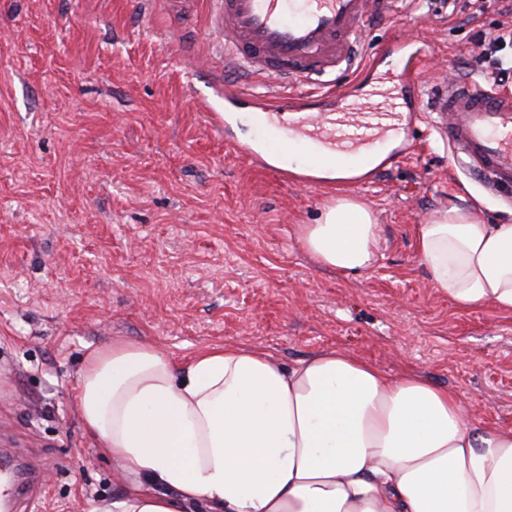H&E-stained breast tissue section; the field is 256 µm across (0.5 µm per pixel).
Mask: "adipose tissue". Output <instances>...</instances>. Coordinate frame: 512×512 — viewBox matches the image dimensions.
<instances>
[{"mask_svg": "<svg viewBox=\"0 0 512 512\" xmlns=\"http://www.w3.org/2000/svg\"><path fill=\"white\" fill-rule=\"evenodd\" d=\"M378 226L339 197L297 227L319 265L370 269ZM433 288L512 314V224L435 213L416 233ZM83 422L129 488L101 512H512V428L470 423L458 393L325 349L294 364L247 345L175 362L122 336L89 351Z\"/></svg>", "mask_w": 512, "mask_h": 512, "instance_id": "obj_1", "label": "adipose tissue"}]
</instances>
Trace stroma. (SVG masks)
<instances>
[{
    "label": "stroma",
    "instance_id": "1",
    "mask_svg": "<svg viewBox=\"0 0 512 512\" xmlns=\"http://www.w3.org/2000/svg\"><path fill=\"white\" fill-rule=\"evenodd\" d=\"M450 0H404L364 35L425 55L417 94L451 71L487 81L474 37L503 22ZM210 0H0V428L40 465L23 512H97L124 490L77 405L89 350L124 336L177 360L244 344L290 365L348 350L461 395L472 421L512 428V314L432 288L415 230L436 211L512 223L426 122L374 183L304 188L227 155L224 51ZM339 196L368 205L378 258L345 274L301 249Z\"/></svg>",
    "mask_w": 512,
    "mask_h": 512
}]
</instances>
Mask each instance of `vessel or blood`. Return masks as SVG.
Wrapping results in <instances>:
<instances>
[{
  "instance_id": "b4317fda",
  "label": "vessel or blood",
  "mask_w": 512,
  "mask_h": 512,
  "mask_svg": "<svg viewBox=\"0 0 512 512\" xmlns=\"http://www.w3.org/2000/svg\"><path fill=\"white\" fill-rule=\"evenodd\" d=\"M399 0H213L209 27L224 47V64L236 78L264 84L261 93L224 95L226 152L247 159L284 182L300 181L289 157L306 163L335 157L363 162L376 146L388 145L386 164L407 154L411 123L419 117L416 82L411 76L418 52L408 39L396 38L388 55L397 59L390 77L372 76L363 63L362 35L377 21L399 14ZM370 78L357 91L341 85L343 74ZM337 78L335 89L298 94L297 84L315 77ZM265 118L256 142L231 133L242 110ZM427 109L433 127L457 163L489 188H512V98L494 86L470 80H442ZM27 489L40 484L39 473L0 465V503L9 504L15 482Z\"/></svg>"
}]
</instances>
